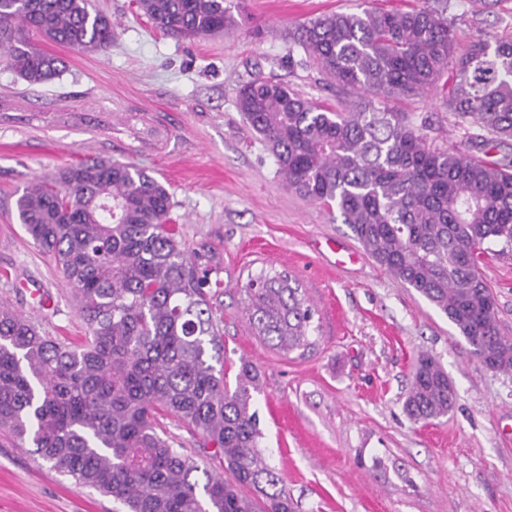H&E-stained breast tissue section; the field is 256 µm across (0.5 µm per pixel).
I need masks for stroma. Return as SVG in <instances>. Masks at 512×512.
I'll use <instances>...</instances> for the list:
<instances>
[{
  "label": "stroma",
  "mask_w": 512,
  "mask_h": 512,
  "mask_svg": "<svg viewBox=\"0 0 512 512\" xmlns=\"http://www.w3.org/2000/svg\"><path fill=\"white\" fill-rule=\"evenodd\" d=\"M112 20L111 45L85 52L44 43L66 68L32 85L0 53V301L41 332L84 336L72 289L19 224L34 179L104 157L147 170L171 194L170 223L220 288L224 372L256 367L263 451L298 512H512V372L487 369L434 305L377 265L335 209L284 184L235 105L254 75L332 104L336 90L288 63V33L354 0H231L239 27L194 41L152 28L134 0H92ZM459 48L512 38V0H436ZM429 142L463 146V128L429 95L398 103ZM480 271L512 337V249L490 246ZM285 273L315 311L310 346L278 351L255 335L244 287ZM51 303H36L38 295ZM438 359L457 401L448 416L403 409L419 354ZM0 512H123L0 434Z\"/></svg>",
  "instance_id": "obj_1"
}]
</instances>
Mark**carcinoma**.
<instances>
[{"instance_id":"cac0c4a2","label":"carcinoma","mask_w":512,"mask_h":512,"mask_svg":"<svg viewBox=\"0 0 512 512\" xmlns=\"http://www.w3.org/2000/svg\"><path fill=\"white\" fill-rule=\"evenodd\" d=\"M155 28L180 40L229 32L227 0H135ZM104 50L112 20L91 0H0V50L30 84L65 60L33 44ZM288 59L336 87L315 104L260 75L236 103L274 157L288 189L336 210L366 253L443 312L487 368L512 371V338L479 272L487 244L512 248V40L455 50L445 11L357 4L300 24ZM431 92L466 128L465 147L429 144L391 104ZM26 233L71 286L87 334L65 343L0 303V430L77 485L126 512H295L262 451L256 369L230 382L213 319L209 272L165 224L168 189L145 169L84 159L33 181L15 201ZM245 293L250 323L279 351L307 347L313 309L288 276L259 274ZM457 400L438 360L414 363L405 411L448 416ZM199 438L218 468L172 447L160 419Z\"/></svg>"}]
</instances>
